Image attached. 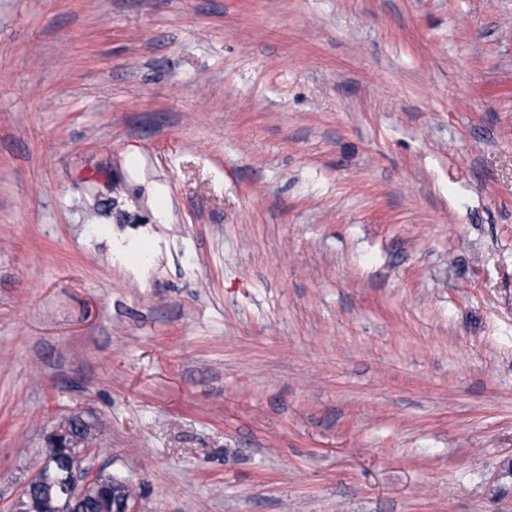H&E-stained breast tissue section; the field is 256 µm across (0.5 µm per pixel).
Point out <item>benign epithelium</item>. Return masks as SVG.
Listing matches in <instances>:
<instances>
[{
  "label": "benign epithelium",
  "instance_id": "7a95c632",
  "mask_svg": "<svg viewBox=\"0 0 512 512\" xmlns=\"http://www.w3.org/2000/svg\"><path fill=\"white\" fill-rule=\"evenodd\" d=\"M89 425L67 418L43 436V462L17 495L12 512H75L91 488L104 490L112 482V512H137L133 485L120 489L117 479L89 463Z\"/></svg>",
  "mask_w": 512,
  "mask_h": 512
}]
</instances>
